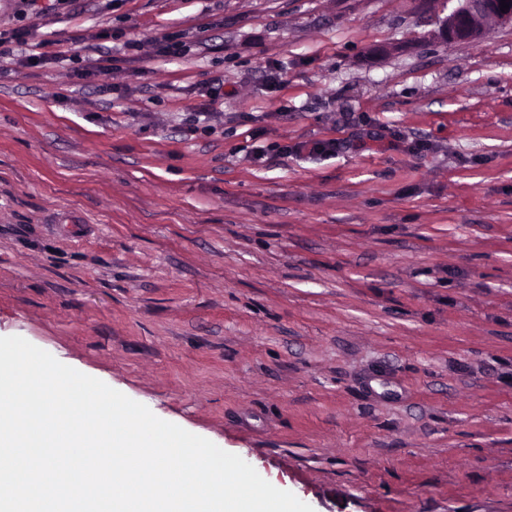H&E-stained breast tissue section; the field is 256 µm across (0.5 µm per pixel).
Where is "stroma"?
<instances>
[{"instance_id": "stroma-1", "label": "stroma", "mask_w": 512, "mask_h": 512, "mask_svg": "<svg viewBox=\"0 0 512 512\" xmlns=\"http://www.w3.org/2000/svg\"><path fill=\"white\" fill-rule=\"evenodd\" d=\"M438 12L0 0L65 52L0 59V336L314 512H512V25ZM308 148L307 143H298L294 146L270 144L267 146H252L248 152V157L254 163L262 164L275 156H290L291 154L300 155L304 149Z\"/></svg>"}]
</instances>
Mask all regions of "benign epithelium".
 I'll return each mask as SVG.
<instances>
[{"label":"benign epithelium","instance_id":"obj_1","mask_svg":"<svg viewBox=\"0 0 512 512\" xmlns=\"http://www.w3.org/2000/svg\"><path fill=\"white\" fill-rule=\"evenodd\" d=\"M457 5L440 23L437 38L449 43L470 42L484 33L483 21L512 24V0L509 10H500L501 0H456Z\"/></svg>","mask_w":512,"mask_h":512}]
</instances>
